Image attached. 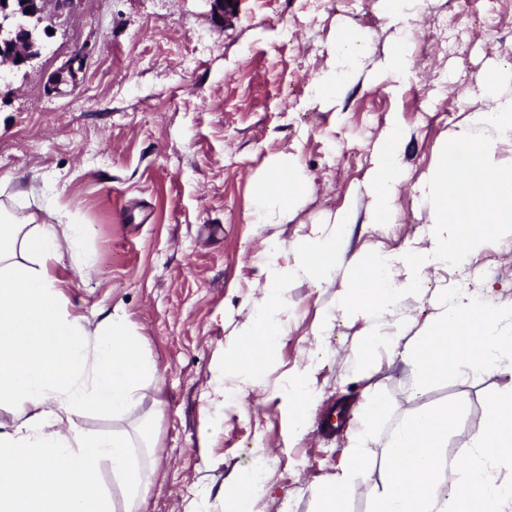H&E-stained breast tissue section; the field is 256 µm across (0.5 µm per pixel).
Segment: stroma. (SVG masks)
Listing matches in <instances>:
<instances>
[{
	"label": "stroma",
	"mask_w": 512,
	"mask_h": 512,
	"mask_svg": "<svg viewBox=\"0 0 512 512\" xmlns=\"http://www.w3.org/2000/svg\"><path fill=\"white\" fill-rule=\"evenodd\" d=\"M442 38L432 41L433 23ZM409 69L381 65L398 31ZM361 42L359 65L336 106L316 97L328 49L343 32ZM87 63L69 94L49 78L75 51ZM512 69V0H420L404 15L385 0H77L33 65L0 90V203L30 224H80L81 270L70 257L49 270L71 311L96 321L121 306L162 377L163 413L151 427L158 482L140 512H185L268 459L264 512H313L312 487L344 461V432L319 434L327 417L354 412L380 386L394 415L451 406L460 415L448 451L482 424L487 398L507 377H442L411 391L400 363L369 361L353 373L351 344L363 320L336 319L340 280L288 282V333L255 349L257 371L235 365L230 335L267 303L273 252L364 213L361 181L387 127L403 134L394 223L353 224L345 253L367 244L393 251L424 234L433 214L419 188L455 131L487 107L478 76ZM302 194L285 224L258 221L254 189L274 165ZM500 237L462 262L474 289L512 306V253ZM318 363L308 427L293 423L292 379ZM231 392L222 406L206 392Z\"/></svg>",
	"instance_id": "obj_1"
}]
</instances>
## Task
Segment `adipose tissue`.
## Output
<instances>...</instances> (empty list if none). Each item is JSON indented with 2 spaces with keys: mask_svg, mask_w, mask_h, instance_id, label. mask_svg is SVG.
<instances>
[{
  "mask_svg": "<svg viewBox=\"0 0 512 512\" xmlns=\"http://www.w3.org/2000/svg\"><path fill=\"white\" fill-rule=\"evenodd\" d=\"M359 55L349 32L331 46L327 77L318 86L324 102L335 104L338 79ZM511 81L510 70L478 77L490 106L454 136L466 180L449 178L443 163L426 185L434 218L425 246L387 254L365 248L341 264L357 219L356 210L346 208L331 228H318L294 245L288 265L270 259L271 307L241 325L237 348L251 350L257 338L283 331L287 279L319 284L339 276L337 313L365 322L352 344L356 358L383 355L400 362L415 388L447 375L512 376V307L455 288L443 291L414 335L386 332L380 324L381 317L402 316L407 297H425V270L447 268L480 251L489 235L512 236V166L497 157L499 144L512 142V94L499 90ZM402 141L400 128L392 126L374 149L363 179L366 223L394 221L393 192L404 177ZM300 191L299 183L274 173L260 181L257 196L277 202L265 212L268 223H288L289 203ZM83 235L80 224L27 226L0 206V401H8L12 413L10 422H0V512H140L154 485L147 428L163 406L156 365L131 334L121 307L101 311L88 324L69 310L48 271V262L61 260L63 250L79 251ZM29 257L35 265H26ZM486 407L485 425L471 436L468 462L459 466L442 454L459 426L453 409L417 411L382 439L376 428L387 403L369 394L347 433L344 463L312 490L319 512H346L344 492L359 481L372 484L373 512H473L478 504L485 512H512V390L489 398ZM90 412L110 418L111 433L86 429L82 419ZM379 453L388 468L375 483ZM105 466L112 473L108 489L99 480Z\"/></svg>",
  "mask_w": 512,
  "mask_h": 512,
  "instance_id": "1",
  "label": "adipose tissue"
}]
</instances>
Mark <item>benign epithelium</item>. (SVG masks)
<instances>
[{
  "mask_svg": "<svg viewBox=\"0 0 512 512\" xmlns=\"http://www.w3.org/2000/svg\"><path fill=\"white\" fill-rule=\"evenodd\" d=\"M76 0H5L0 4L3 13L25 14L43 26L42 32L30 29H16L11 32L7 45L0 48V68L10 67L13 71L21 70L38 60L45 48V37L54 28L56 21L66 16L74 7ZM31 13H26V10ZM85 54L77 51L52 76V86L61 84L76 86L77 71L84 65Z\"/></svg>",
  "mask_w": 512,
  "mask_h": 512,
  "instance_id": "obj_1",
  "label": "benign epithelium"
}]
</instances>
